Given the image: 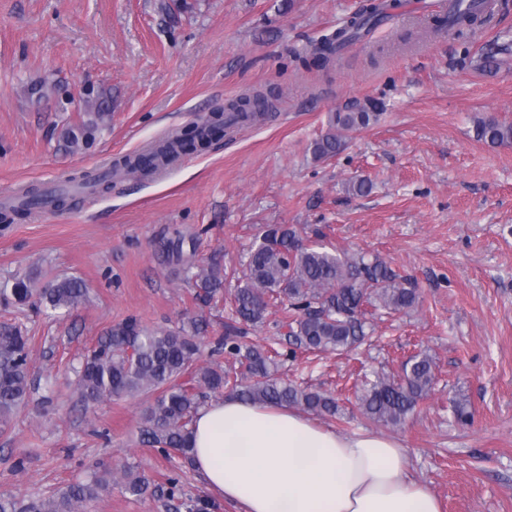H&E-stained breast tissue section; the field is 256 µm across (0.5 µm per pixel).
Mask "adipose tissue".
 I'll list each match as a JSON object with an SVG mask.
<instances>
[{
  "label": "adipose tissue",
  "mask_w": 512,
  "mask_h": 512,
  "mask_svg": "<svg viewBox=\"0 0 512 512\" xmlns=\"http://www.w3.org/2000/svg\"><path fill=\"white\" fill-rule=\"evenodd\" d=\"M192 465L240 512H441L397 440L343 434L294 407L234 395L200 409Z\"/></svg>",
  "instance_id": "1"
}]
</instances>
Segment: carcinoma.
Returning a JSON list of instances; mask_svg holds the SVG:
<instances>
[{
	"label": "carcinoma",
	"mask_w": 512,
	"mask_h": 512,
	"mask_svg": "<svg viewBox=\"0 0 512 512\" xmlns=\"http://www.w3.org/2000/svg\"><path fill=\"white\" fill-rule=\"evenodd\" d=\"M448 16L440 23L448 32L460 35L482 21L490 9L487 0H451ZM391 5L374 3L352 16L346 25L317 43L308 54L329 65L341 50L362 39L388 15ZM84 118L62 130L65 146L77 152L90 146L102 129L108 113L104 101L87 91ZM266 107L264 98L242 96L228 102L227 108L209 119L195 122L173 137L165 148L142 156H128L122 164L131 172H144L160 163L194 152L218 138L234 125L253 120ZM378 104L355 101L333 113L324 133L313 144L317 160L331 158L347 144L349 133L364 128L377 118ZM476 140L496 147L512 142V124L493 116L478 117L473 125ZM95 193L108 188L107 181L90 173L73 174L66 179ZM194 300L207 306L224 294V274L217 264L193 275ZM233 294V315L238 322L256 325L264 321L268 309L277 302H289L293 314L283 321L284 339L293 350L307 352H348L375 331L367 318L368 310L389 315L407 313L419 303L418 289L385 261L375 258L329 252L323 247L302 243L294 225L268 224L260 242L250 251L237 278ZM83 281L63 278L46 291H37L28 275L17 276L11 286L0 288V304L44 306L68 313L87 298ZM208 323L201 315L186 316L177 330L150 329L130 318L99 338L85 356L77 373L75 393L84 407L104 400L153 392L156 397L143 412L141 435L161 451L174 450L191 462L193 423L209 395L235 394L247 401L300 407L321 415L340 417L336 398L321 391L301 388L279 374L281 353L274 348L247 345L239 340L241 328L225 327L216 338L211 355L231 356L239 364L226 369L203 359L199 338ZM29 338L18 326L0 329V422L10 416L35 388L30 376ZM432 355L421 351L405 363L402 376H387L363 384L357 391L356 405L369 421L384 427L402 425L418 402L428 396L435 378ZM115 483L132 496L153 493L152 481L125 466L119 476L107 480L97 476L89 482L70 484L64 491L20 503L0 496V512H84L87 502L96 499Z\"/></svg>",
	"instance_id": "1"
}]
</instances>
